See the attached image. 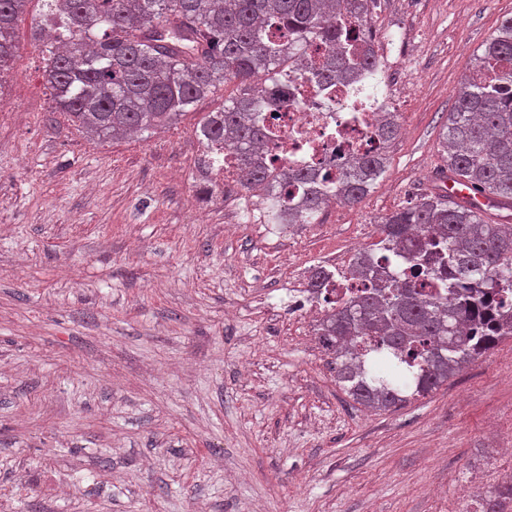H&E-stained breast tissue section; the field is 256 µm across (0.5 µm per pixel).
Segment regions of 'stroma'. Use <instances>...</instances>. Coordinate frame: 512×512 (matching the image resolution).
Masks as SVG:
<instances>
[{
	"label": "stroma",
	"instance_id": "1",
	"mask_svg": "<svg viewBox=\"0 0 512 512\" xmlns=\"http://www.w3.org/2000/svg\"><path fill=\"white\" fill-rule=\"evenodd\" d=\"M30 0L0 101V512H448L512 481V340L406 406L367 412L316 323L313 268L417 202L471 60L512 0H376L370 90L400 103L388 167L314 224H249L194 134L98 141L54 108Z\"/></svg>",
	"mask_w": 512,
	"mask_h": 512
}]
</instances>
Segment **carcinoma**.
I'll return each mask as SVG.
<instances>
[{
    "instance_id": "obj_1",
    "label": "carcinoma",
    "mask_w": 512,
    "mask_h": 512,
    "mask_svg": "<svg viewBox=\"0 0 512 512\" xmlns=\"http://www.w3.org/2000/svg\"><path fill=\"white\" fill-rule=\"evenodd\" d=\"M29 0H0V62L16 50V21ZM34 33L49 36L45 79L56 109L98 140L167 129L201 98L236 85L224 108L205 112L195 134L238 160L236 185L270 201L274 224H312L329 201L360 202L383 175L386 152L353 157L335 175L276 168L263 159L291 69L304 45L322 41L323 85H363L379 60L372 33L354 21L374 0H41ZM399 131L385 112L375 133ZM442 173L512 207V17L474 58L440 140ZM377 249L356 254L366 282L319 321L336 382L372 411L437 390L499 342L512 340V227L439 192L382 218ZM330 274L317 267L308 291Z\"/></svg>"
}]
</instances>
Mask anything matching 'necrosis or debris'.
<instances>
[{"mask_svg": "<svg viewBox=\"0 0 512 512\" xmlns=\"http://www.w3.org/2000/svg\"><path fill=\"white\" fill-rule=\"evenodd\" d=\"M284 100L274 119L278 132L267 149L269 162L331 174L352 154L382 151L373 133L375 117L399 109L394 101L366 102L349 89L320 86L305 71L289 79Z\"/></svg>", "mask_w": 512, "mask_h": 512, "instance_id": "necrosis-or-debris-1", "label": "necrosis or debris"}]
</instances>
